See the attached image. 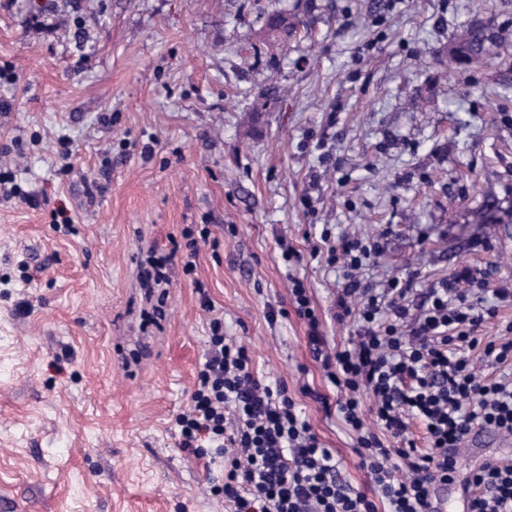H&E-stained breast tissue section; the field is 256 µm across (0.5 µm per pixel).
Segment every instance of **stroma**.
Wrapping results in <instances>:
<instances>
[{"label": "stroma", "mask_w": 512, "mask_h": 512, "mask_svg": "<svg viewBox=\"0 0 512 512\" xmlns=\"http://www.w3.org/2000/svg\"><path fill=\"white\" fill-rule=\"evenodd\" d=\"M268 2L0 0V512H225L174 427L215 317L369 491L290 296L330 348L359 331L322 233L378 243L360 281L415 305L465 266L512 287V0H282L284 57ZM473 24L495 43L459 75ZM187 227L210 236L149 323L140 266ZM263 32L265 43L274 56L288 50V41L296 34L298 27L305 22L286 11L273 10L264 15Z\"/></svg>", "instance_id": "35a3bbf8"}]
</instances>
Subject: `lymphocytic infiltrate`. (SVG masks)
<instances>
[{"label":"lymphocytic infiltrate","mask_w":512,"mask_h":512,"mask_svg":"<svg viewBox=\"0 0 512 512\" xmlns=\"http://www.w3.org/2000/svg\"><path fill=\"white\" fill-rule=\"evenodd\" d=\"M486 290L483 270L466 267L427 288L415 313L411 282L373 290L349 280L337 295L336 320L355 317L360 330L330 353L309 292L294 280V310L341 395L337 410L355 435L372 492L343 484L335 455L298 413L287 383L260 378L219 318L209 322L189 407L175 420L181 448L223 461L224 481L210 492L227 512H433V488L456 482L458 452L472 428L512 435V373L481 376L470 362L479 348L492 364L512 366V321L492 340L481 336L497 315ZM413 420L424 428L425 447L408 437ZM387 436L399 447H387ZM470 478L481 490L472 512H512V464L477 468Z\"/></svg>","instance_id":"lymphocytic-infiltrate-1"}]
</instances>
